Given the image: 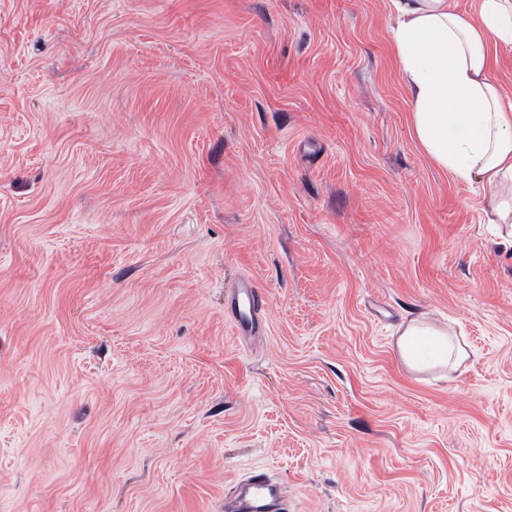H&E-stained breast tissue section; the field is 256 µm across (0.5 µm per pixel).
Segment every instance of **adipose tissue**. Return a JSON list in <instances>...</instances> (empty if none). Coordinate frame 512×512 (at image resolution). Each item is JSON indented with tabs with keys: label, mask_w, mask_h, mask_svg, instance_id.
Here are the masks:
<instances>
[{
	"label": "adipose tissue",
	"mask_w": 512,
	"mask_h": 512,
	"mask_svg": "<svg viewBox=\"0 0 512 512\" xmlns=\"http://www.w3.org/2000/svg\"><path fill=\"white\" fill-rule=\"evenodd\" d=\"M391 44L411 99L414 135L440 169L489 191L493 223L512 224V101L491 75L490 46L512 50V0H476L471 13L450 0H391ZM411 369H458L464 334L424 319L396 339Z\"/></svg>",
	"instance_id": "1"
}]
</instances>
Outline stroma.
<instances>
[{"mask_svg":"<svg viewBox=\"0 0 512 512\" xmlns=\"http://www.w3.org/2000/svg\"><path fill=\"white\" fill-rule=\"evenodd\" d=\"M389 0H0V512H512V245L415 138ZM253 280L262 334L224 291ZM464 332L457 371L402 324ZM468 347L463 332L424 319L410 321L396 339L400 358L416 371L447 366L456 370L469 358ZM276 495V487L263 470L254 471L240 483L237 493L224 500L225 512H271L270 499Z\"/></svg>","mask_w":512,"mask_h":512,"instance_id":"1","label":"stroma"}]
</instances>
